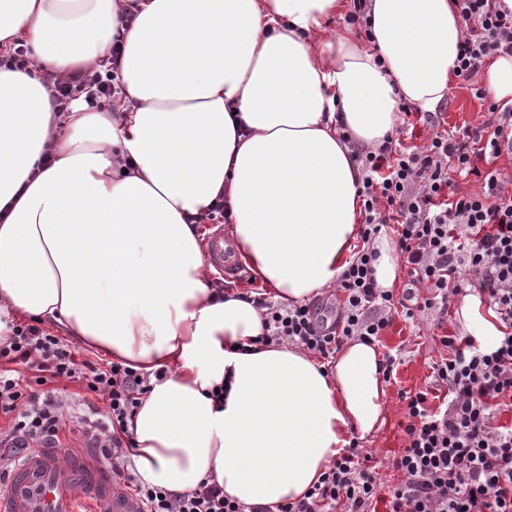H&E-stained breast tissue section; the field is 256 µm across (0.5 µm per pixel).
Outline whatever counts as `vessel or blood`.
<instances>
[{"label":"vessel or blood","mask_w":512,"mask_h":512,"mask_svg":"<svg viewBox=\"0 0 512 512\" xmlns=\"http://www.w3.org/2000/svg\"><path fill=\"white\" fill-rule=\"evenodd\" d=\"M206 258L225 277L242 270L223 229H215L206 242ZM61 450L49 445L19 460L0 491V512H144L140 499L126 481L109 476L94 457L80 456L69 475H61Z\"/></svg>","instance_id":"1"}]
</instances>
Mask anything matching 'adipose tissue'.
<instances>
[{"label":"adipose tissue","mask_w":512,"mask_h":512,"mask_svg":"<svg viewBox=\"0 0 512 512\" xmlns=\"http://www.w3.org/2000/svg\"><path fill=\"white\" fill-rule=\"evenodd\" d=\"M368 5L365 43L324 28L348 0H133L130 108L82 102L60 130L37 74L0 67V316L163 372L128 425L149 484L213 479L247 505L294 500L379 420L377 347L347 343L326 375L294 348L248 351L261 317L214 298L194 223L224 196L239 255L276 301L333 287L361 208L340 128L377 146L399 101L433 108L462 38L454 0ZM118 24L116 0H0V41L24 39L48 69L107 55Z\"/></svg>","instance_id":"ef3b65f1"}]
</instances>
